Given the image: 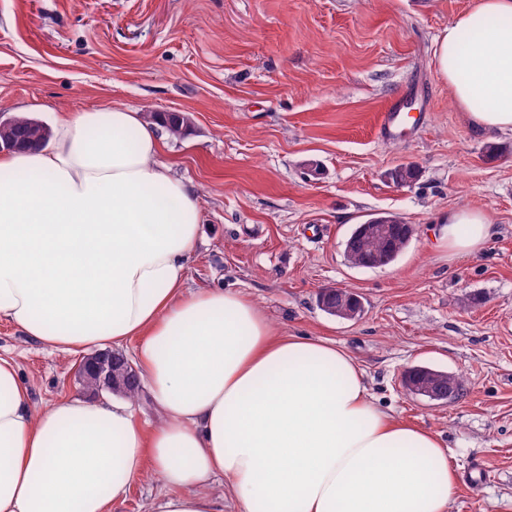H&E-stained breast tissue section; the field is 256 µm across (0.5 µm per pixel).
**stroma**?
I'll return each instance as SVG.
<instances>
[{
  "label": "stroma",
  "mask_w": 512,
  "mask_h": 512,
  "mask_svg": "<svg viewBox=\"0 0 512 512\" xmlns=\"http://www.w3.org/2000/svg\"><path fill=\"white\" fill-rule=\"evenodd\" d=\"M475 0H0V113L46 126L93 106L181 112L191 129L161 156L192 187L202 239L193 290L232 288L288 334L333 341L378 404L438 435L456 475L448 512H512V133L473 132L434 62L439 32ZM416 123L386 138L388 103ZM399 165L416 176L397 185ZM452 208L500 233L458 254L429 229ZM416 232L390 265L345 259L357 224L386 214ZM356 294L355 320L323 312ZM33 402L86 396L76 359L0 320ZM413 365L463 382L437 404L403 388Z\"/></svg>",
  "instance_id": "35a3bbf8"
}]
</instances>
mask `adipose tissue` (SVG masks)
<instances>
[{"mask_svg": "<svg viewBox=\"0 0 512 512\" xmlns=\"http://www.w3.org/2000/svg\"><path fill=\"white\" fill-rule=\"evenodd\" d=\"M434 60L472 130L512 133V0H475ZM163 147L157 124L112 106L0 154V320L60 354L134 342L161 419L116 399L36 408L0 354V512H112L147 473L149 512H448L446 446L377 406L347 351L276 332L239 291L186 290L201 211ZM496 234L476 209L437 221L456 253Z\"/></svg>", "mask_w": 512, "mask_h": 512, "instance_id": "ef3b65f1", "label": "adipose tissue"}]
</instances>
